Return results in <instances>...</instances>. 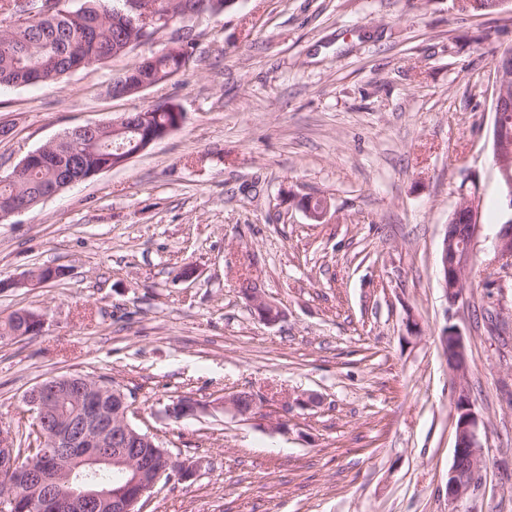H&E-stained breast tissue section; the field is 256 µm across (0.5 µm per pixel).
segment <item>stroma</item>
Segmentation results:
<instances>
[{
    "mask_svg": "<svg viewBox=\"0 0 512 512\" xmlns=\"http://www.w3.org/2000/svg\"><path fill=\"white\" fill-rule=\"evenodd\" d=\"M190 67L132 98L113 77L171 38L49 85L0 87V171L64 131L162 101L184 123L126 164L0 224V318L43 313L0 341V425L79 373L134 396L140 429L193 477L143 512H448L455 381L442 331L465 336L484 481L466 512H512V271L492 265L506 219L492 166L493 52L512 0H237L189 24ZM480 230L466 298L438 256L460 191ZM327 212L313 220L307 198ZM41 266L66 274L28 282ZM193 267V278L179 276ZM252 283L284 316L252 312ZM247 391L259 412H226ZM320 402L297 407L298 397ZM201 410L164 409L182 397ZM20 315L27 320L29 324H35L31 329L40 330L43 324L44 316L42 314H37L31 311H16L11 313L7 318L4 320H0V339L2 338H11V339H18L24 336H19L21 331H15V330H21L25 324V321ZM10 326L13 330H8L10 334L13 336H3L1 329L5 326ZM30 329V330H31ZM24 333L29 332V326H24L23 328ZM2 337V338H1Z\"/></svg>",
    "mask_w": 512,
    "mask_h": 512,
    "instance_id": "1",
    "label": "stroma"
}]
</instances>
